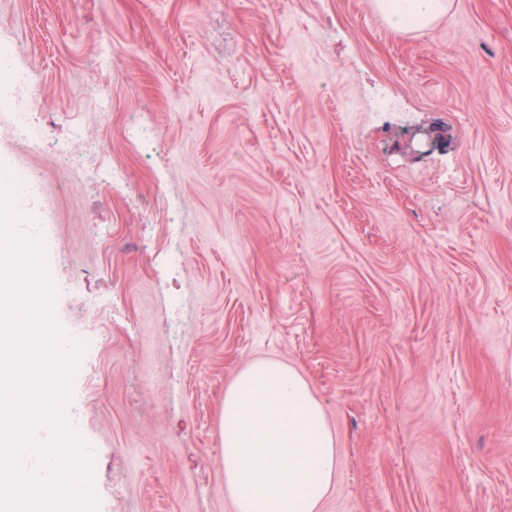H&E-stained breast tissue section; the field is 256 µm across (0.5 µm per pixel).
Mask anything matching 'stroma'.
Instances as JSON below:
<instances>
[{
	"instance_id": "obj_1",
	"label": "stroma",
	"mask_w": 512,
	"mask_h": 512,
	"mask_svg": "<svg viewBox=\"0 0 512 512\" xmlns=\"http://www.w3.org/2000/svg\"><path fill=\"white\" fill-rule=\"evenodd\" d=\"M0 44L45 135L14 142L0 75V176L42 181L64 348L101 339L69 400L97 512H234L220 415L256 359L324 407L322 512H512V0L405 34L373 0H0ZM67 288L75 295L81 297L84 308L91 313H100L106 310L112 311V316H116L117 311L111 304L110 300L103 296L93 292L87 291L83 287V281L80 277H75L68 283Z\"/></svg>"
}]
</instances>
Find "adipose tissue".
<instances>
[{
	"label": "adipose tissue",
	"mask_w": 512,
	"mask_h": 512,
	"mask_svg": "<svg viewBox=\"0 0 512 512\" xmlns=\"http://www.w3.org/2000/svg\"><path fill=\"white\" fill-rule=\"evenodd\" d=\"M399 32L431 27L450 0H374ZM224 487L236 512H320L336 476L334 436L300 373L258 360L224 393Z\"/></svg>",
	"instance_id": "1"
}]
</instances>
